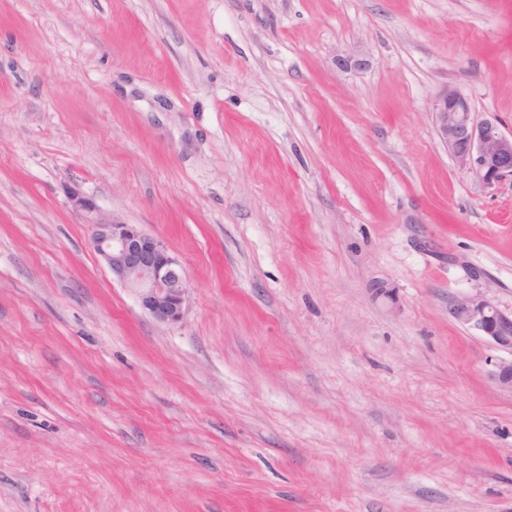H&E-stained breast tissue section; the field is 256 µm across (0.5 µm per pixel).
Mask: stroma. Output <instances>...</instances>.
Masks as SVG:
<instances>
[{"instance_id": "1", "label": "stroma", "mask_w": 512, "mask_h": 512, "mask_svg": "<svg viewBox=\"0 0 512 512\" xmlns=\"http://www.w3.org/2000/svg\"><path fill=\"white\" fill-rule=\"evenodd\" d=\"M447 88L512 132V0H0V512H512V355L449 312L512 308V183ZM432 112L441 142L485 187L512 180V134L495 121L476 122L469 102L451 88L435 97ZM92 228L95 251L112 276L135 291L142 310L161 323L181 322L188 272L169 247L137 224L100 221Z\"/></svg>"}]
</instances>
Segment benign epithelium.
Returning <instances> with one entry per match:
<instances>
[{"mask_svg":"<svg viewBox=\"0 0 512 512\" xmlns=\"http://www.w3.org/2000/svg\"><path fill=\"white\" fill-rule=\"evenodd\" d=\"M432 112L441 142L485 187L512 180V134H505L492 120L475 121L469 102L451 88L435 97ZM92 243L112 276L135 291L145 313L161 323L182 321L188 272L164 242L137 224L100 221L92 225ZM449 312L512 355V310H502L482 297L463 295L450 302ZM490 377L512 392V359L497 364Z\"/></svg>","mask_w":512,"mask_h":512,"instance_id":"7a95c632","label":"benign epithelium"}]
</instances>
